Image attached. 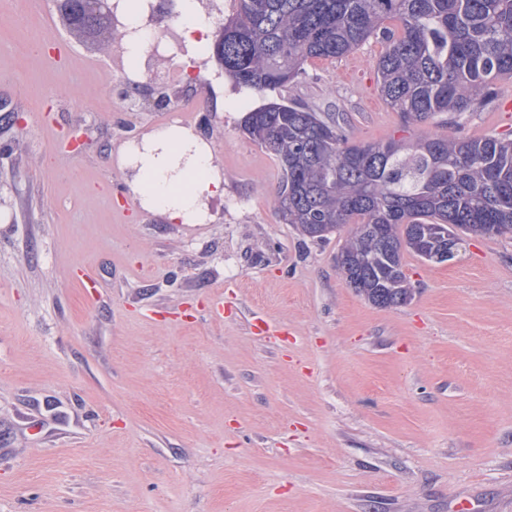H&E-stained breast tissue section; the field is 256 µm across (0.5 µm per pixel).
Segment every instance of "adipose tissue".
<instances>
[{"mask_svg": "<svg viewBox=\"0 0 512 512\" xmlns=\"http://www.w3.org/2000/svg\"><path fill=\"white\" fill-rule=\"evenodd\" d=\"M132 173V189L144 208L183 224L208 218L207 199L220 191L222 177L208 144L187 127L158 128L120 154Z\"/></svg>", "mask_w": 512, "mask_h": 512, "instance_id": "obj_1", "label": "adipose tissue"}]
</instances>
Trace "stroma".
Returning a JSON list of instances; mask_svg holds the SVG:
<instances>
[{"instance_id": "1", "label": "stroma", "mask_w": 512, "mask_h": 512, "mask_svg": "<svg viewBox=\"0 0 512 512\" xmlns=\"http://www.w3.org/2000/svg\"><path fill=\"white\" fill-rule=\"evenodd\" d=\"M383 49L308 60L278 94L356 142L512 138L497 105L403 126ZM122 53L74 41L53 0H0L22 119L0 112V512H512V237L405 253L412 300L376 307L343 236L281 223L278 162L241 128L268 95L223 77L178 96L209 111L122 112ZM182 122L224 178L203 224L142 207L118 164Z\"/></svg>"}]
</instances>
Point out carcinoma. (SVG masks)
I'll return each mask as SVG.
<instances>
[{
  "label": "carcinoma",
  "instance_id": "carcinoma-1",
  "mask_svg": "<svg viewBox=\"0 0 512 512\" xmlns=\"http://www.w3.org/2000/svg\"><path fill=\"white\" fill-rule=\"evenodd\" d=\"M387 20L398 23L393 30ZM84 27L104 45L118 26L101 14ZM385 43L377 88L404 125L437 115L448 122L490 106L512 79V0H236L224 21V72L256 94L336 59L369 39ZM243 132L278 161L276 210L303 235L326 240L350 224L340 249L345 279L371 304H408L403 252L437 263L463 236L512 235V140L451 139L354 143L336 119L305 102L270 101L249 112Z\"/></svg>",
  "mask_w": 512,
  "mask_h": 512
}]
</instances>
